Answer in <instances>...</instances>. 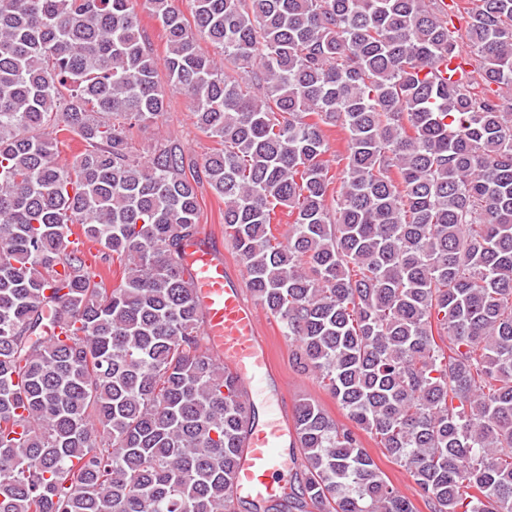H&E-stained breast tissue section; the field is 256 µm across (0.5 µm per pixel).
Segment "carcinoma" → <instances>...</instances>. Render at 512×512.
Instances as JSON below:
<instances>
[{
    "label": "carcinoma",
    "instance_id": "cac0c4a2",
    "mask_svg": "<svg viewBox=\"0 0 512 512\" xmlns=\"http://www.w3.org/2000/svg\"><path fill=\"white\" fill-rule=\"evenodd\" d=\"M189 2L0 0V512H414L307 400L304 485L231 495L258 410L182 261L202 182L295 365L431 512H512V0H471L460 29L434 0ZM463 45L471 72L443 77ZM161 67L218 144L200 163L133 144L169 107ZM61 133L87 144L69 166ZM139 20L140 26L148 38L154 55L161 63L167 49L166 35L161 23L142 5L139 7Z\"/></svg>",
    "mask_w": 512,
    "mask_h": 512
}]
</instances>
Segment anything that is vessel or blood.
I'll return each mask as SVG.
<instances>
[{
	"label": "vessel or blood",
	"mask_w": 512,
	"mask_h": 512,
	"mask_svg": "<svg viewBox=\"0 0 512 512\" xmlns=\"http://www.w3.org/2000/svg\"><path fill=\"white\" fill-rule=\"evenodd\" d=\"M184 265L204 313L210 346L247 395L266 391L272 374L269 348L255 307L243 296L244 275L237 272L208 237L185 242ZM296 434L282 406L270 407L263 422L247 433L232 487L234 497L266 499L281 493V476L294 469Z\"/></svg>",
	"instance_id": "1"
}]
</instances>
